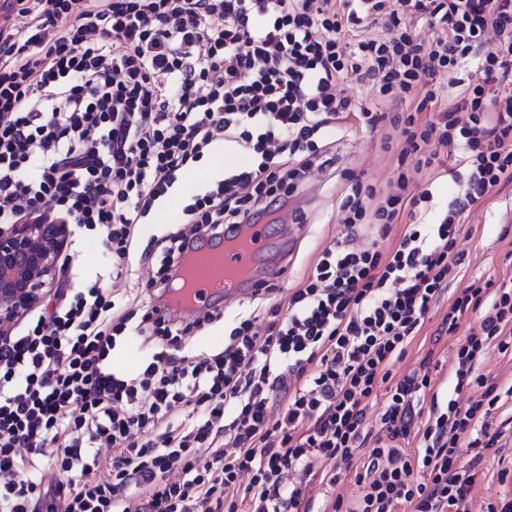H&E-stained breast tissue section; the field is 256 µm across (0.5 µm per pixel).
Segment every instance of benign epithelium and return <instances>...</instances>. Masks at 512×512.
I'll return each mask as SVG.
<instances>
[{"mask_svg": "<svg viewBox=\"0 0 512 512\" xmlns=\"http://www.w3.org/2000/svg\"><path fill=\"white\" fill-rule=\"evenodd\" d=\"M69 239V225L49 221L0 230V340L43 301L46 287L59 280Z\"/></svg>", "mask_w": 512, "mask_h": 512, "instance_id": "obj_1", "label": "benign epithelium"}]
</instances>
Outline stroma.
I'll return each instance as SVG.
<instances>
[{"label": "stroma", "mask_w": 512, "mask_h": 512, "mask_svg": "<svg viewBox=\"0 0 512 512\" xmlns=\"http://www.w3.org/2000/svg\"><path fill=\"white\" fill-rule=\"evenodd\" d=\"M384 130L370 131L357 122H349L337 130L328 155L334 163L326 170H313L303 187L297 189L280 212L289 217L291 209H301L305 215L306 230L299 235L295 254L288 268V275L281 284L283 293L296 288L318 254L326 246L342 238L344 228L337 222L341 193L346 187V173H354L363 180L376 184L381 192H392L395 157L382 148ZM242 155L233 146L216 144L207 153L195 170L194 177L183 178V189L178 194L159 203L145 224L137 226L132 245V257L140 268L136 279H113L112 262L105 254L98 234L79 227H72L71 244L62 262L65 274L62 285L66 288H81L85 283L100 280L104 286H116L122 307L137 309L149 304L150 292L145 280L153 275L151 261L146 256V247L151 235H172L181 228V211L187 204L188 194L206 189L222 172L230 171L242 163ZM445 169L414 175L419 189L433 194L434 215L444 214L454 196L457 186L450 173L459 169L455 158H447ZM458 248L464 253V263L458 277L449 284L438 305L425 320L420 332L410 344L406 355L392 367L393 379L408 374L426 352H433L437 364L433 372L435 386L440 390L453 389L452 374L454 338L433 342V332L447 313L454 297L475 280H498L512 276V183L502 187L484 205L472 209L460 226ZM512 470V440L499 454H487L478 467L483 478L474 488L468 503V512H481L486 500L498 497L511 486L499 482L501 470Z\"/></svg>", "instance_id": "obj_1"}]
</instances>
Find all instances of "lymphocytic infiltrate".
<instances>
[{"mask_svg": "<svg viewBox=\"0 0 512 512\" xmlns=\"http://www.w3.org/2000/svg\"><path fill=\"white\" fill-rule=\"evenodd\" d=\"M377 25L385 37L363 38ZM471 66L481 83L446 107ZM511 73L512 0H0V229L74 224L120 267L137 224L214 142L247 155L183 207L184 230L150 239L149 287H167L200 232L280 211L313 165L330 164L336 121L389 122L401 145L394 193L347 177L342 222L374 225L372 247L325 248L265 329L239 315L216 354L182 353L213 313L182 325L151 306L136 320L96 282L56 291L51 313L0 341V512H310L315 471L331 488L350 472L364 485L327 512H459L482 451L505 436L492 421L501 388L477 367L489 347L512 350V279L470 284L443 317L439 334L457 339L444 403L426 401L431 356L396 382L390 367L458 273L459 216L512 182ZM366 79L402 111L343 95ZM446 150L468 173L429 222L431 196L404 166L437 169ZM472 314L478 326L459 336ZM127 330L159 345L131 378L107 364ZM92 448L112 451L96 482L31 480L36 459L69 472Z\"/></svg>", "mask_w": 512, "mask_h": 512, "instance_id": "lymphocytic-infiltrate-1", "label": "lymphocytic infiltrate"}]
</instances>
